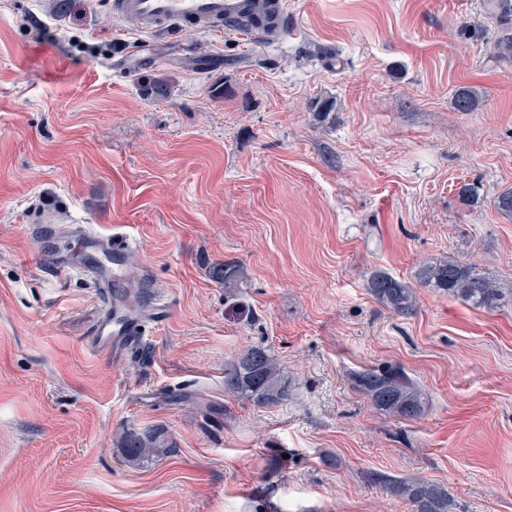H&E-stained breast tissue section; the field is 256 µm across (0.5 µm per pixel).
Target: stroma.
Listing matches in <instances>:
<instances>
[{
    "label": "stroma",
    "instance_id": "35a3bbf8",
    "mask_svg": "<svg viewBox=\"0 0 512 512\" xmlns=\"http://www.w3.org/2000/svg\"><path fill=\"white\" fill-rule=\"evenodd\" d=\"M295 37L146 33L109 0H0V512H512V300L368 291L446 257L512 288V58L487 0H285ZM477 90L472 112L456 89ZM333 100L329 119L314 115ZM480 188L477 204L458 182ZM130 238L117 291L143 336L90 347L104 305L84 227ZM248 274L224 300L214 264ZM270 347L287 401L224 392ZM401 366L418 418L352 371ZM165 428L133 465L123 431ZM366 287L379 303L402 316L412 315L416 310L417 297L413 286L386 271L372 272ZM386 483L389 492L409 502L415 512L448 511V489L444 485L422 478L388 479Z\"/></svg>",
    "mask_w": 512,
    "mask_h": 512
}]
</instances>
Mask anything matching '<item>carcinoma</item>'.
Masks as SVG:
<instances>
[{
    "label": "carcinoma",
    "mask_w": 512,
    "mask_h": 512,
    "mask_svg": "<svg viewBox=\"0 0 512 512\" xmlns=\"http://www.w3.org/2000/svg\"><path fill=\"white\" fill-rule=\"evenodd\" d=\"M480 103L478 92L468 86L455 91L453 109L472 112ZM214 279L224 285V297L234 299L247 282L244 267L226 261L213 269ZM415 278L425 286L472 303L494 309L504 300V291L496 282L475 273V268L446 258L419 266ZM366 288L388 309L410 316L416 310L413 286L386 271L376 270L367 279ZM356 390L364 395L380 413L403 419L418 417L423 408V393L407 373L398 366L379 364L352 373ZM290 382L280 369L270 349L254 345L224 363V392L252 401L259 406H276L288 399ZM126 457L138 462L164 456L172 451L164 429L146 434L129 432L123 439ZM387 489L400 497L415 512H448V489L422 478L388 479Z\"/></svg>",
    "instance_id": "obj_1"
}]
</instances>
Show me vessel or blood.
Listing matches in <instances>:
<instances>
[{
  "mask_svg": "<svg viewBox=\"0 0 512 512\" xmlns=\"http://www.w3.org/2000/svg\"><path fill=\"white\" fill-rule=\"evenodd\" d=\"M112 8L116 17L134 18L144 30L151 32L175 26L185 31L220 33L224 30L225 17L245 10L246 0H113ZM84 243L112 259L111 265L94 273L108 308L95 330L91 345L95 351L110 353L113 360L118 361L144 331L139 319L123 314L112 293L113 283L125 277L124 260L131 246L117 238L111 240L94 235L85 237Z\"/></svg>",
  "mask_w": 512,
  "mask_h": 512,
  "instance_id": "b4317fda",
  "label": "vessel or blood"
}]
</instances>
